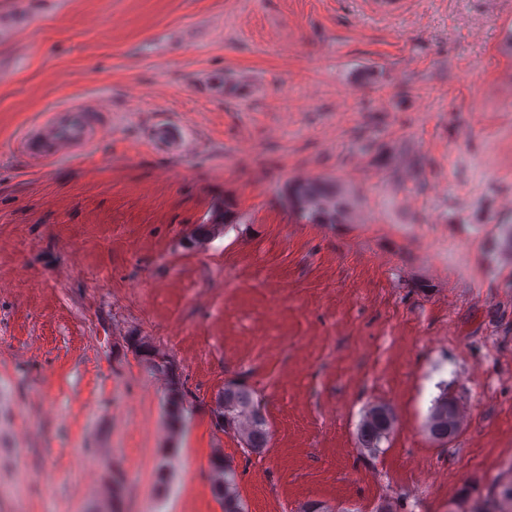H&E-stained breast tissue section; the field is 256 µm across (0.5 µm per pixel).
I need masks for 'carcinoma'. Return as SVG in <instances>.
Here are the masks:
<instances>
[{
  "label": "carcinoma",
  "mask_w": 512,
  "mask_h": 512,
  "mask_svg": "<svg viewBox=\"0 0 512 512\" xmlns=\"http://www.w3.org/2000/svg\"><path fill=\"white\" fill-rule=\"evenodd\" d=\"M287 209L305 224H349L355 202L349 191L335 182L311 178L290 182L282 193ZM236 223L229 204L224 210H214L204 224H197L188 235L189 243L200 245L210 240L219 225ZM129 345L143 359L146 366L163 378L167 385L166 415L172 424L181 422L190 393L185 389L176 361L159 349L145 336H131ZM214 425L228 430L237 438L243 451L259 453L268 447L271 431L260 400L252 388L242 380H229L218 391L212 408ZM398 424L395 409L386 403H373L362 413L357 427L359 454L368 460L377 458L384 451ZM464 426V415L459 401L443 386L432 400L423 422V432L429 439L446 445ZM211 488L224 512H245L237 491L236 472L215 458ZM473 485L460 489L454 512H512V467L501 473L489 491L480 497L482 508L468 506L476 494Z\"/></svg>",
  "instance_id": "obj_1"
}]
</instances>
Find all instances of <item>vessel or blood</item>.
Segmentation results:
<instances>
[{
    "instance_id": "1",
    "label": "vessel or blood",
    "mask_w": 512,
    "mask_h": 512,
    "mask_svg": "<svg viewBox=\"0 0 512 512\" xmlns=\"http://www.w3.org/2000/svg\"><path fill=\"white\" fill-rule=\"evenodd\" d=\"M98 133L90 115L79 104L61 106L25 141L36 159L48 162L58 155L90 144Z\"/></svg>"
}]
</instances>
